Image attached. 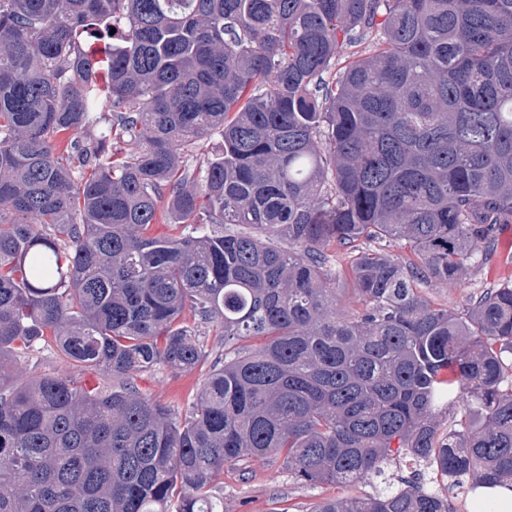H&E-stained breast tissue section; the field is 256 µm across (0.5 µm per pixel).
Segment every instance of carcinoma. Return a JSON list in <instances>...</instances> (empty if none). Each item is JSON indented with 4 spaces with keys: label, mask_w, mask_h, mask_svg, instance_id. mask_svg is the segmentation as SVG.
<instances>
[{
    "label": "carcinoma",
    "mask_w": 512,
    "mask_h": 512,
    "mask_svg": "<svg viewBox=\"0 0 512 512\" xmlns=\"http://www.w3.org/2000/svg\"><path fill=\"white\" fill-rule=\"evenodd\" d=\"M161 210L181 233H149ZM502 224L512 0H0V512H224L216 474L270 458L380 479L311 512H451L386 476L406 458L512 491V283L460 313L420 291ZM363 239L349 316L327 251ZM186 316L224 359L177 418L134 381L204 360ZM48 340L120 384L14 381ZM224 152V138L219 130L197 141L193 147L181 155V170L191 178L204 175L201 165L207 158H214ZM202 168V171H201Z\"/></svg>",
    "instance_id": "1"
}]
</instances>
